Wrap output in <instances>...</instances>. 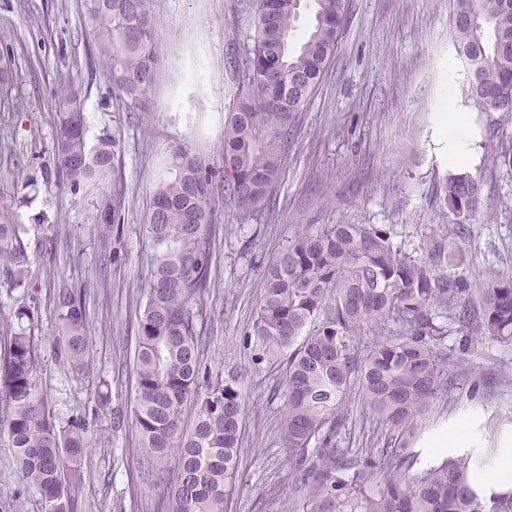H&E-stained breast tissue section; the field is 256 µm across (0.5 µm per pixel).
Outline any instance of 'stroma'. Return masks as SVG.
<instances>
[{"instance_id": "stroma-1", "label": "stroma", "mask_w": 512, "mask_h": 512, "mask_svg": "<svg viewBox=\"0 0 512 512\" xmlns=\"http://www.w3.org/2000/svg\"><path fill=\"white\" fill-rule=\"evenodd\" d=\"M459 0H347L335 55L304 111L295 113L281 150L274 203L243 221L233 203L218 198L212 283L200 305L207 321L203 361L238 378L247 410L240 436L244 484L230 512H288L293 495L281 451V403L272 390L278 372L247 366L243 336L263 296L265 271L296 233L309 224H389L398 239L417 245L431 227L457 240V268L472 287L494 269L512 275V172L492 163L512 114L483 111L467 93L469 75L456 62L450 20ZM260 0H151L163 66L144 112L121 111L105 70L88 69L85 51L94 27L82 0H0V49L13 52V89L0 105V201L14 221L46 232L25 235L23 268L29 292L0 277V316L22 319L41 341L44 391L61 426L80 423L92 455L77 498L81 512H170L152 493L146 450L131 421L114 426V411L129 412L134 397L137 317L146 274L145 224L156 167L172 148L185 146L219 162L228 112L255 27ZM81 87L89 140L119 133L117 166L124 190V222L112 235V263L102 266L98 192H71L42 180L54 164V92ZM456 101L480 130L469 174L481 183L479 213L460 221L437 199L454 170L440 112ZM35 186L24 187L26 176ZM466 235H458V224ZM83 291L88 374L72 372L56 344L53 293ZM454 360L485 371L465 380L463 399L437 402L425 434L466 417L471 447L486 456L512 441V384L499 376L512 366V346L485 340L460 346L448 339ZM106 393L99 402L98 393ZM16 464L0 441V512H36L19 493Z\"/></svg>"}]
</instances>
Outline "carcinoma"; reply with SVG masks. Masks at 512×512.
<instances>
[{"instance_id": "carcinoma-1", "label": "carcinoma", "mask_w": 512, "mask_h": 512, "mask_svg": "<svg viewBox=\"0 0 512 512\" xmlns=\"http://www.w3.org/2000/svg\"><path fill=\"white\" fill-rule=\"evenodd\" d=\"M304 0H276L259 13L236 104L224 116L223 169L188 147L162 159L146 224L145 302L134 355L132 424L147 448L153 494L172 512H227L240 490L238 445L246 396L235 378L202 365L205 326L198 300L212 281L216 194L223 190L247 219L269 203L288 122L303 111L334 54L346 0H311L313 23L292 43ZM95 24L86 53L106 69L112 88L143 110L161 64L150 0H84ZM457 57L470 73V95L486 112H512V0H461L451 20ZM55 172L77 193L115 179L116 135L89 145L81 92L61 84L54 94ZM494 166L512 171V147L494 150ZM482 185L449 177L439 197L458 217L477 213ZM117 188L103 194L99 236L121 221ZM27 234L0 206V272L12 289L27 288L22 263ZM388 224H311L269 265L265 289L244 345L254 369L284 367L281 448L295 498L292 512H512V490L487 496L472 483L481 458L471 448L416 467L412 445L439 400L466 379L448 353V337L512 345V276L486 272V287L448 275L461 249L434 231L422 246L395 240ZM55 317L59 347L71 369L89 370L81 294L60 288ZM40 354L25 329L0 322V439L13 449L23 492L37 512H79L75 488L89 444L80 424L62 427L42 387ZM205 390L199 389V384ZM358 392L363 414L344 407ZM195 397L196 422L181 429ZM387 429L384 447H354L357 423ZM180 480L166 479L170 464Z\"/></svg>"}]
</instances>
